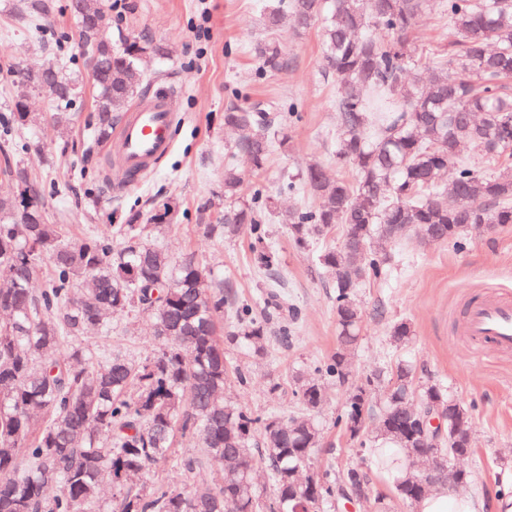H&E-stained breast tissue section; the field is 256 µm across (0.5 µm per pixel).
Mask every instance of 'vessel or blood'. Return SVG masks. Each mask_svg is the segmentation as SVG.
Wrapping results in <instances>:
<instances>
[{"label":"vessel or blood","mask_w":512,"mask_h":512,"mask_svg":"<svg viewBox=\"0 0 512 512\" xmlns=\"http://www.w3.org/2000/svg\"><path fill=\"white\" fill-rule=\"evenodd\" d=\"M176 114L168 96L150 95L138 103L122 124L110 153L127 184H134L171 150ZM469 341L501 355L512 353V296L471 299L458 325Z\"/></svg>","instance_id":"1"}]
</instances>
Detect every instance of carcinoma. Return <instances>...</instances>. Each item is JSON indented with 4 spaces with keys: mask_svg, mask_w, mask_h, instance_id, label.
<instances>
[{
    "mask_svg": "<svg viewBox=\"0 0 512 512\" xmlns=\"http://www.w3.org/2000/svg\"><path fill=\"white\" fill-rule=\"evenodd\" d=\"M432 9L454 40L423 76L411 68L408 35L417 17ZM22 10L34 22L49 15L50 6L24 0ZM70 10L96 90L95 136L103 143L143 84L139 58L167 51L152 41L116 44L105 32V14L83 15L80 0H71ZM288 16L297 34L320 25L322 68L345 79L336 99V161L350 166L354 177L329 179L322 166H310L304 183L314 204L288 217L300 246L342 226L340 243L316 258L335 288L337 329L336 350L317 372L345 384L364 322L355 291L383 274L393 246L413 230L426 243L459 246L469 226L512 224V0H273L266 23L278 27ZM256 52L265 73L288 66L272 43L257 45ZM15 74L50 92L56 107L49 119L61 128L69 124L77 88L60 68L46 74L18 68ZM33 121L22 100L0 114L6 130ZM224 125L241 132L236 149L263 169L268 113L231 106ZM463 146L498 171L488 173L460 155ZM3 173L21 190L0 198V313L7 315L0 321V512H103L104 472L112 475L116 512H262L253 475L245 473L260 462L274 486L275 512H293L301 501L317 512L345 493L370 494L360 466L333 474L311 465L320 442L314 413L325 401L318 382L297 377L294 395L304 414L288 422L224 396L225 387L244 388L250 379L244 368L227 365L225 347L264 356L266 325L242 309L221 330L224 281L211 269L192 257H171L149 240L157 227L148 224L69 240L61 225L46 221L27 171L9 155ZM241 187L236 169L225 166L224 216L210 232L246 233L275 285L280 272L266 248L264 224L273 196L257 184L245 199ZM16 210L25 223L10 219ZM127 309L148 313L168 335L145 361L111 354L87 373L82 362L89 355L79 338L90 326L109 333L104 313ZM379 385L383 404L369 437L363 430L366 393ZM433 406L445 413V463L458 464L455 473L469 484L473 448L458 422L472 423L470 413L441 386L416 382L409 365H397L387 380L381 371L366 377L336 414V428L362 455L405 471L393 492L408 506L424 494L410 455L421 438L419 418ZM178 434L194 439L209 457L229 455L224 482L151 491L132 486L133 477L168 456Z\"/></svg>",
    "mask_w": 512,
    "mask_h": 512,
    "instance_id": "obj_1",
    "label": "carcinoma"
}]
</instances>
